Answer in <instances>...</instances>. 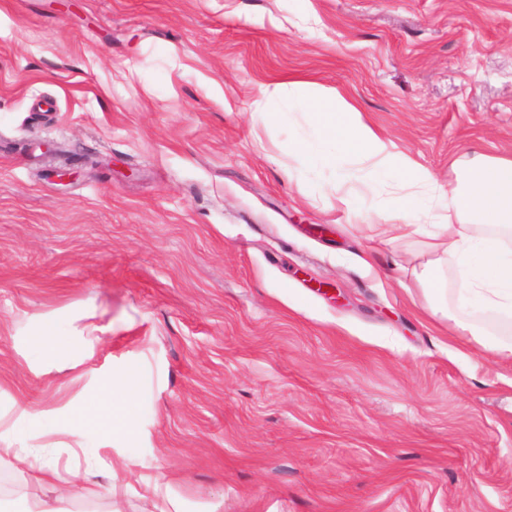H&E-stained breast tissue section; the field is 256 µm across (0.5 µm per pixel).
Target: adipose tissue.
I'll use <instances>...</instances> for the list:
<instances>
[{"instance_id": "obj_1", "label": "adipose tissue", "mask_w": 512, "mask_h": 512, "mask_svg": "<svg viewBox=\"0 0 512 512\" xmlns=\"http://www.w3.org/2000/svg\"><path fill=\"white\" fill-rule=\"evenodd\" d=\"M264 99L287 98L289 107L308 115L316 132L300 149L314 160L334 169L337 185H344L347 173L339 169L342 156L352 155L368 163L371 172L396 171L406 190L381 212L384 232L391 238H404L415 231L409 217L419 201L434 210L433 231L428 247L438 252L453 247L459 264L468 274L467 294L462 306H481L512 318V158L474 155L458 164L457 180L440 185L432 172L396 153L392 144L368 123L344 97L336 92L299 87L297 83L276 81L261 89ZM476 224L496 226V237L475 234ZM100 414L93 421L70 423L72 436L107 437L114 427L132 430V415H111L109 393L98 396Z\"/></svg>"}]
</instances>
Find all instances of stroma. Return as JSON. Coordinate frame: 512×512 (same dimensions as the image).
Listing matches in <instances>:
<instances>
[{
  "label": "stroma",
  "mask_w": 512,
  "mask_h": 512,
  "mask_svg": "<svg viewBox=\"0 0 512 512\" xmlns=\"http://www.w3.org/2000/svg\"><path fill=\"white\" fill-rule=\"evenodd\" d=\"M274 80L342 94L448 184L512 156V0H0V512H153L159 478L182 512H512V360L453 329L511 343L512 319L458 309L426 232L381 237L398 174L344 157L337 202L288 150L307 114L260 122ZM107 383L135 428L76 447L50 418ZM52 442L62 479L97 460L96 495L12 454Z\"/></svg>",
  "instance_id": "1"
}]
</instances>
